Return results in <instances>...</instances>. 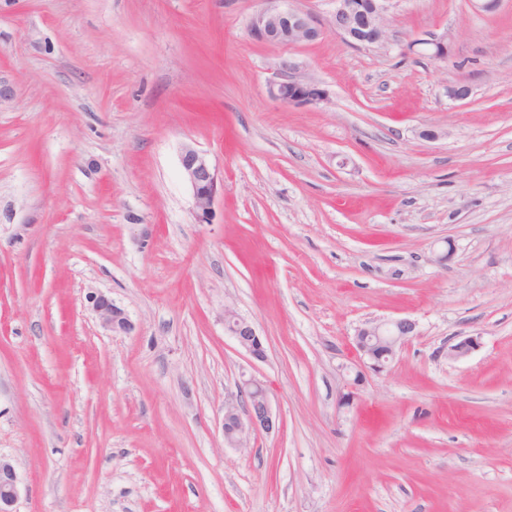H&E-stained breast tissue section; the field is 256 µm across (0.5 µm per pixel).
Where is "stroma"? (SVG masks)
<instances>
[{
  "label": "stroma",
  "mask_w": 512,
  "mask_h": 512,
  "mask_svg": "<svg viewBox=\"0 0 512 512\" xmlns=\"http://www.w3.org/2000/svg\"><path fill=\"white\" fill-rule=\"evenodd\" d=\"M264 7L0 0L14 512H512V0H388L385 45L358 47L260 43ZM432 34L447 59L409 53ZM284 57L325 102L270 97ZM187 144L223 180L204 219ZM377 318L417 324L380 371L355 344ZM244 374L277 428L233 448ZM88 302L101 326L114 335L129 334L134 330L135 326L125 310L116 305L110 297L91 292L88 295ZM224 323L229 334L248 355L260 361L266 358V351L262 340L252 322L231 308L225 307Z\"/></svg>",
  "instance_id": "35a3bbf8"
}]
</instances>
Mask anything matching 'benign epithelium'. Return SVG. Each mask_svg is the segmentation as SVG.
Here are the masks:
<instances>
[{
    "instance_id": "1",
    "label": "benign epithelium",
    "mask_w": 512,
    "mask_h": 512,
    "mask_svg": "<svg viewBox=\"0 0 512 512\" xmlns=\"http://www.w3.org/2000/svg\"><path fill=\"white\" fill-rule=\"evenodd\" d=\"M268 6L250 22L252 36L260 43L275 46H297L314 43L324 31L316 18L303 10L279 6L281 0H266ZM387 0H332L328 27L346 43L381 45L387 40ZM409 50L436 60L448 57L451 45L448 36H430L413 41ZM268 92L274 99L294 106L317 105L326 100V92L305 77L291 58L279 62L277 72L269 81ZM180 164L190 186L197 213L210 212L218 192L219 176L206 154L193 146L182 149ZM88 302L103 328L115 335L129 334L134 324L125 310L102 293L92 292ZM224 323L238 346L256 360H264L266 351L252 322L229 307L224 308ZM416 333V322L408 318L372 321L358 330L356 347L370 368H383L381 357L395 356L401 346ZM479 346V337L466 336L448 346V358L467 357ZM277 428L266 387L253 379L239 386L238 399L224 405L223 433L228 445L241 448L250 433L271 432ZM19 478L12 465L0 458V512H13L19 495Z\"/></svg>"
}]
</instances>
